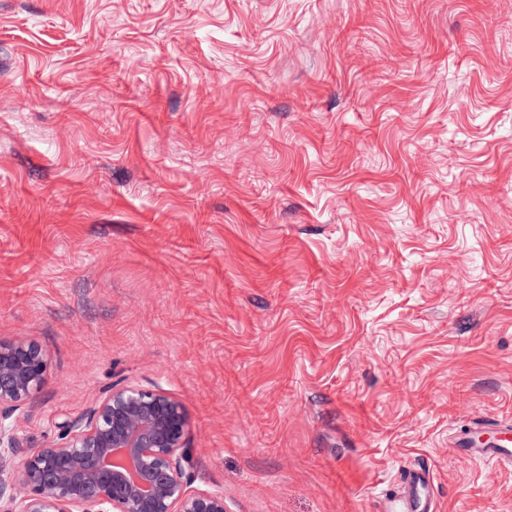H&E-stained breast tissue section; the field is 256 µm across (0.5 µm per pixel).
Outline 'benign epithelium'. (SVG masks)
<instances>
[{"label":"benign epithelium","mask_w":512,"mask_h":512,"mask_svg":"<svg viewBox=\"0 0 512 512\" xmlns=\"http://www.w3.org/2000/svg\"><path fill=\"white\" fill-rule=\"evenodd\" d=\"M49 377L36 340L0 341V512H226L224 492L191 488L189 414L160 388L117 384L19 457L21 424Z\"/></svg>","instance_id":"1"}]
</instances>
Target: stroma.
Masks as SVG:
<instances>
[{
	"instance_id": "35a3bbf8",
	"label": "stroma",
	"mask_w": 512,
	"mask_h": 512,
	"mask_svg": "<svg viewBox=\"0 0 512 512\" xmlns=\"http://www.w3.org/2000/svg\"><path fill=\"white\" fill-rule=\"evenodd\" d=\"M185 405L227 512H512V0H0V340ZM483 429L491 435L488 441L475 443L467 438L454 441V447L458 455L465 460H485L494 463L501 461L511 462L512 440L508 437L501 438L500 435H507L511 431V425L499 421H485ZM430 471L425 468L402 473L397 492L382 501L379 512H438L432 495Z\"/></svg>"
}]
</instances>
